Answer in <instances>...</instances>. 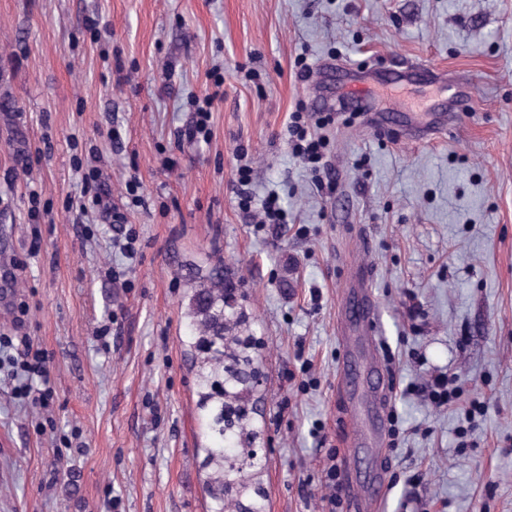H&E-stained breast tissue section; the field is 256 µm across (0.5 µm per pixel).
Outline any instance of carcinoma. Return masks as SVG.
I'll return each mask as SVG.
<instances>
[{"instance_id":"carcinoma-1","label":"carcinoma","mask_w":512,"mask_h":512,"mask_svg":"<svg viewBox=\"0 0 512 512\" xmlns=\"http://www.w3.org/2000/svg\"><path fill=\"white\" fill-rule=\"evenodd\" d=\"M186 276L187 327L194 349L191 363L198 376V408L206 419V467L211 469L206 492L212 512H263L260 501L245 506L239 500L250 487L245 467L258 469L252 455L258 430L244 428L243 413L237 423L225 424V414L236 410L242 394L254 383L249 317L238 303L224 261L192 265Z\"/></svg>"}]
</instances>
